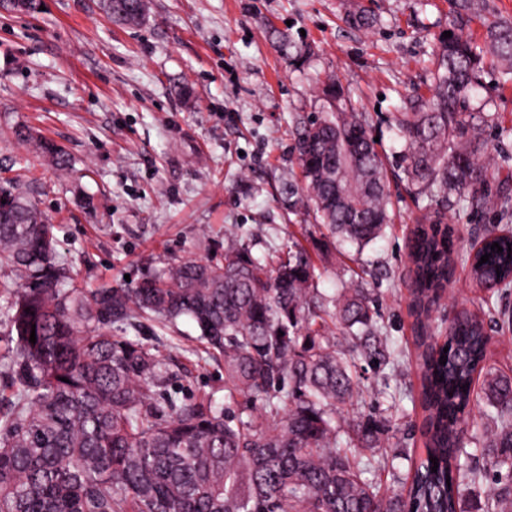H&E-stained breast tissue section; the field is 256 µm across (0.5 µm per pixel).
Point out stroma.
Wrapping results in <instances>:
<instances>
[{"label":"stroma","mask_w":512,"mask_h":512,"mask_svg":"<svg viewBox=\"0 0 512 512\" xmlns=\"http://www.w3.org/2000/svg\"><path fill=\"white\" fill-rule=\"evenodd\" d=\"M28 14L0 6V177L25 162L38 167L23 188L57 226L58 250L88 290L138 281L149 268L208 259L234 240L263 256L298 239L321 276V300L343 288H368L379 324L401 355L392 365L357 359L363 396L338 417L348 440L364 415L385 419L393 465L371 463L381 493L408 482L412 457L425 448L419 405L422 329L412 307L407 240L415 225L444 209L456 253L478 243L494 213L442 194H420L408 181L393 113L430 94V71L453 0H149L137 26L111 22L101 0H43ZM365 9L377 23L353 27ZM338 79V110L363 113L389 174L391 222L364 250L333 236L313 212L291 208L288 186L300 178L290 129L328 105L322 88ZM469 106L490 112L487 187L498 192L512 172V81L487 62ZM188 94H179V87ZM25 127L33 140L19 141ZM50 141L71 157L70 170L39 161ZM465 307L484 321L486 363L512 376V287L493 298L474 288L456 263L433 320ZM115 336L159 350L180 398L224 405V361L198 341L192 322L162 328L116 323Z\"/></svg>","instance_id":"1"}]
</instances>
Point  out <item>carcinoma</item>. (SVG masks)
Listing matches in <instances>:
<instances>
[{
	"mask_svg": "<svg viewBox=\"0 0 512 512\" xmlns=\"http://www.w3.org/2000/svg\"><path fill=\"white\" fill-rule=\"evenodd\" d=\"M125 5L121 13L115 0H103L116 22L145 19L137 0ZM454 8L431 97L393 117L405 171L416 184L437 185L512 221L509 193L487 189L490 150L468 108L486 57L512 74V22L489 23L479 45L464 26L482 16L486 0H454ZM293 137L303 180L288 185L293 205L313 208L331 234L359 250L381 237L390 222L389 178L363 115L301 119ZM43 153L57 169L70 168L56 145L45 143ZM22 178L0 180V267L25 279L0 283L12 332L0 355L12 389L0 407V512H477L463 491L487 471L470 465L460 437L476 405L492 423L480 449L493 469L486 512H512V377L485 364L484 323L467 309L448 321L443 344H427L421 354L426 453L411 461L407 491L384 497L364 477L363 458L384 447L385 421H359L344 447L336 424L361 382L330 326L369 364L399 356L381 336L365 289H344L326 309L314 296L318 267L291 239L272 256L229 244L204 262L147 273L133 288L89 291L69 274L55 226L25 196ZM495 242L503 251L491 250ZM510 243L512 231L503 229L467 256L476 287L495 293L512 286ZM407 249L421 318L452 269L444 217L419 225ZM139 317L164 325L192 320L198 339L224 360V397L237 411L209 399L177 403L165 391L169 373L158 351L107 331Z\"/></svg>",
	"mask_w": 512,
	"mask_h": 512,
	"instance_id": "carcinoma-1",
	"label": "carcinoma"
}]
</instances>
